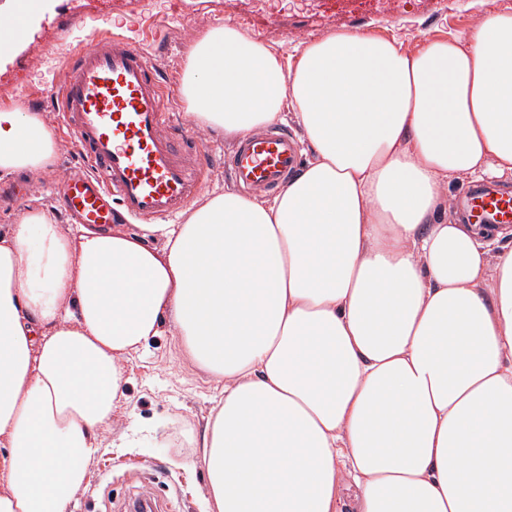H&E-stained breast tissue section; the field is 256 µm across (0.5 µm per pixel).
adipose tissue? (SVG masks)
Returning a JSON list of instances; mask_svg holds the SVG:
<instances>
[{"label": "adipose tissue", "mask_w": 512, "mask_h": 512, "mask_svg": "<svg viewBox=\"0 0 512 512\" xmlns=\"http://www.w3.org/2000/svg\"><path fill=\"white\" fill-rule=\"evenodd\" d=\"M195 127L242 139L291 108L307 159L144 232L31 211L0 236V512H69L170 317L220 384L210 512H512V247L459 221L450 178L512 176V11L414 50L363 29L282 56L232 23L188 52ZM0 112V175L55 160ZM158 246L147 245V237Z\"/></svg>", "instance_id": "1"}]
</instances>
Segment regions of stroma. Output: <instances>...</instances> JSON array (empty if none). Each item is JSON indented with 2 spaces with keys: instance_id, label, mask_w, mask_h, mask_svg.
Returning <instances> with one entry per match:
<instances>
[{
  "instance_id": "obj_1",
  "label": "stroma",
  "mask_w": 512,
  "mask_h": 512,
  "mask_svg": "<svg viewBox=\"0 0 512 512\" xmlns=\"http://www.w3.org/2000/svg\"><path fill=\"white\" fill-rule=\"evenodd\" d=\"M80 9V0H48L20 45L0 56V105L39 113L57 145L50 169L0 177V186L14 191L12 202L0 205L1 232L31 210L69 224L56 188L64 170L78 173L83 165L47 92L64 82L68 58L100 34L144 43L163 73L179 75L191 43L227 21L284 56L296 42L358 27L414 48L426 38L464 31L490 12L512 10V0H100L89 21L77 27L72 18ZM60 30L66 39L57 51L50 41ZM123 365L127 398L101 432L102 449L71 512H127L146 491L167 512H207L197 456L218 394L215 381L180 347L166 322Z\"/></svg>"
}]
</instances>
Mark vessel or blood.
Instances as JSON below:
<instances>
[{"instance_id": "1", "label": "vessel or blood", "mask_w": 512, "mask_h": 512, "mask_svg": "<svg viewBox=\"0 0 512 512\" xmlns=\"http://www.w3.org/2000/svg\"><path fill=\"white\" fill-rule=\"evenodd\" d=\"M66 82L48 93L73 133L85 169L66 176L61 207L79 223L107 227L117 218L143 223L176 218L216 160L167 103L175 93L135 43L112 35L71 56ZM300 150L284 129L242 140L224 166L245 191L274 194L297 172ZM471 224H512V191L478 185L461 200Z\"/></svg>"}]
</instances>
